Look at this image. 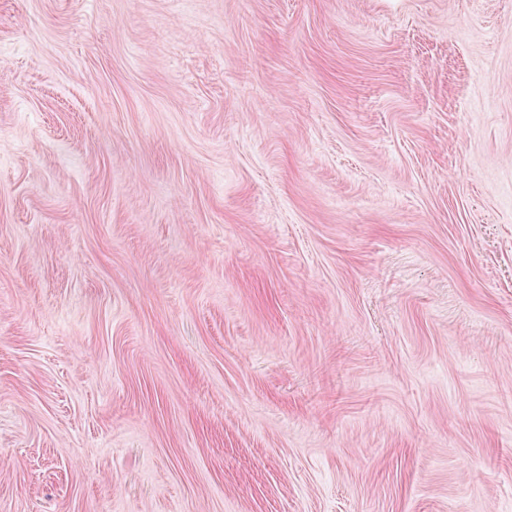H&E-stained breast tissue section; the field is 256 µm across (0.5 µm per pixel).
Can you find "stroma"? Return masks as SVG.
Instances as JSON below:
<instances>
[{
    "instance_id": "35a3bbf8",
    "label": "stroma",
    "mask_w": 512,
    "mask_h": 512,
    "mask_svg": "<svg viewBox=\"0 0 512 512\" xmlns=\"http://www.w3.org/2000/svg\"><path fill=\"white\" fill-rule=\"evenodd\" d=\"M0 512H512V0H0Z\"/></svg>"
}]
</instances>
